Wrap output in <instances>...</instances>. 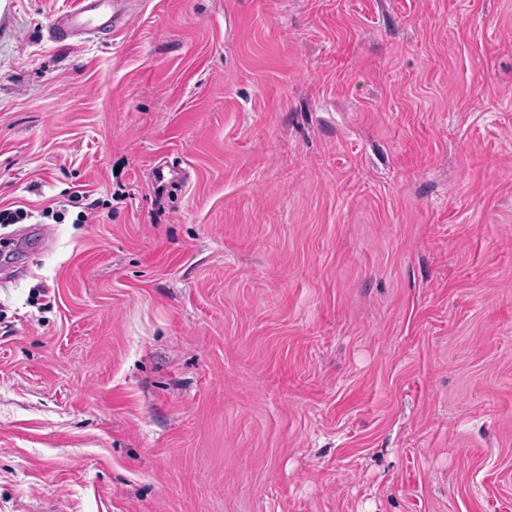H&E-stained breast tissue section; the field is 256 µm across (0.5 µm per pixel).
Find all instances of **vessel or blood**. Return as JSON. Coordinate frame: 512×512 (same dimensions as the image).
Returning <instances> with one entry per match:
<instances>
[{"instance_id": "vessel-or-blood-1", "label": "vessel or blood", "mask_w": 512, "mask_h": 512, "mask_svg": "<svg viewBox=\"0 0 512 512\" xmlns=\"http://www.w3.org/2000/svg\"><path fill=\"white\" fill-rule=\"evenodd\" d=\"M128 22L126 0H79L77 6L55 16L48 27L50 41L95 36L119 30Z\"/></svg>"}]
</instances>
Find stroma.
<instances>
[{
    "instance_id": "obj_1",
    "label": "stroma",
    "mask_w": 512,
    "mask_h": 512,
    "mask_svg": "<svg viewBox=\"0 0 512 512\" xmlns=\"http://www.w3.org/2000/svg\"><path fill=\"white\" fill-rule=\"evenodd\" d=\"M75 3L0 0V512H512V0ZM128 22L126 0H79L77 6L55 16L48 27L52 42L120 30Z\"/></svg>"
}]
</instances>
